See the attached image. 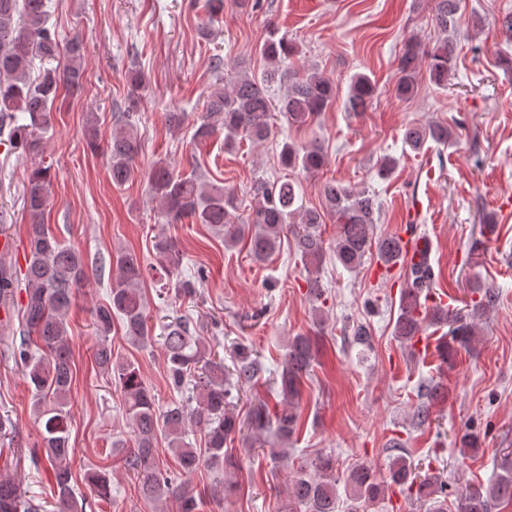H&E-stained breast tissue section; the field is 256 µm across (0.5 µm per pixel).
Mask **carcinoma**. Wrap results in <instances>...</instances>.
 <instances>
[{
	"label": "carcinoma",
	"instance_id": "obj_1",
	"mask_svg": "<svg viewBox=\"0 0 512 512\" xmlns=\"http://www.w3.org/2000/svg\"><path fill=\"white\" fill-rule=\"evenodd\" d=\"M460 0H435L432 21L442 33L455 25ZM48 0H0V139L13 150L39 155L43 152L44 134L54 125L53 108L59 90H75L82 86L83 45L75 36L66 44L68 63L63 71L46 69L37 80L29 77V69L37 56L54 59L60 55L62 39L49 26ZM456 47L443 38L430 54L408 40L398 59L401 76L395 85V96L404 99L415 89L416 75L423 56H428L430 81L443 86L448 80ZM297 48L271 27L259 54L267 68L259 75L238 63L229 83H224V58L212 60L216 79L208 86L201 113L194 122L193 140L201 143L224 133V146L232 148L243 140L261 142L270 137L277 119L291 126L304 127L333 102L335 86L321 74L290 70L285 62ZM146 78L140 71L129 77L127 93L120 112L114 116L112 132L107 140L112 183L123 186L134 174V163L141 152L136 130V116L141 111ZM284 85L280 102L274 104L268 95L273 83ZM375 92V85L365 74H358L349 87L348 108L362 112ZM451 133L447 126L410 125L403 140L418 153L428 142L448 144ZM278 162L285 168L300 167L307 172L324 165V155L316 145L299 146L284 142ZM50 164H39L27 177L24 208L29 217L27 233L28 263L22 278L0 271V301L20 292L24 294L21 312L24 321L20 340L11 342L3 355L20 367L31 389L33 411L41 421L39 439L34 442L33 465L42 462L51 470V496L58 512H87L95 500L112 497V479L105 472L92 470L86 474L94 497L84 495L73 482L70 443L71 402L74 363L67 315L78 288L82 287L89 267L87 255L62 243L44 224L50 205ZM150 188L168 223L185 217L198 224H209L217 231L227 230L228 240L237 243L245 237V225L235 224L234 194L220 186L201 182L196 174L182 175L166 166L156 167L150 177ZM322 194L330 215L337 224L334 253L336 261L348 270H357L367 254L373 252L386 266L405 261L397 238L374 236L379 219V206L367 190H356L334 180L323 184ZM251 208L248 223L258 227L250 236V253L257 261L274 255L281 236L294 227L296 249L308 272V285L316 319L327 318L322 309L326 300L314 273L324 255L321 233L323 213L299 203V186L284 180L258 179L250 189ZM154 262L145 264L134 252L119 249L109 263L99 262V271L112 267L108 303L96 308L93 327L97 335L94 360L120 391L124 412L134 433V448L123 458L124 468L140 476V492L151 500L176 501L178 512H198L202 498L187 487L185 477L200 467L220 472L233 465V457L224 451L227 439L244 428L259 438L264 433L274 437L270 449L274 460H288L287 446L301 427L298 399L305 379L316 361L317 348L307 334L289 339L283 355L281 371L273 384L283 400V407L269 416L263 401L250 406L246 418L240 419L229 409L232 392H245L258 382L263 366L252 350L242 344L234 346L231 365L213 352L198 336L196 325L187 316L167 318L162 323V346L168 380L172 389L183 394L182 400L165 409L158 407L155 396L141 376L139 367L112 350L110 334L114 321H121L126 339L146 346L155 342L140 284L153 275L160 285L163 300L192 298L196 288L182 275L184 256L174 240L161 233L154 237ZM399 294L400 314L393 333L399 342L410 345L428 326L450 324V338L442 347V356L451 363L457 351L470 345L476 335L478 321L490 313L498 301L495 289L475 288L466 313L452 315L439 305H427L434 282V270L425 260L409 263ZM421 403L417 418L429 419L430 410L445 403L450 392L442 380H430L419 387ZM203 432L204 447L196 448L190 433ZM167 440L168 450L178 468H162L156 461L158 438ZM500 473L486 486L466 488L458 496V512H493L497 507L512 506V461L504 458ZM332 456L321 454L311 467L302 466L290 481L282 512H336L339 495ZM345 487L353 512L385 500L394 488L409 498L426 504L429 512H447L448 484L440 476L417 473L414 461L404 455L391 459L388 474L377 477L366 464L352 467ZM0 512H47L46 502L27 494L16 478L0 474Z\"/></svg>",
	"mask_w": 512,
	"mask_h": 512
}]
</instances>
